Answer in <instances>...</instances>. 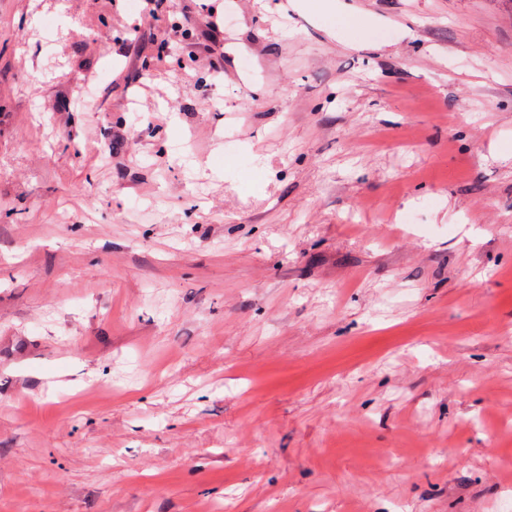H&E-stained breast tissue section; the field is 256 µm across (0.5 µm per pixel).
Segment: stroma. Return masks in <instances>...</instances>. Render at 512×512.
<instances>
[{"label":"stroma","mask_w":512,"mask_h":512,"mask_svg":"<svg viewBox=\"0 0 512 512\" xmlns=\"http://www.w3.org/2000/svg\"><path fill=\"white\" fill-rule=\"evenodd\" d=\"M511 498L512 0H0V512Z\"/></svg>","instance_id":"1"}]
</instances>
